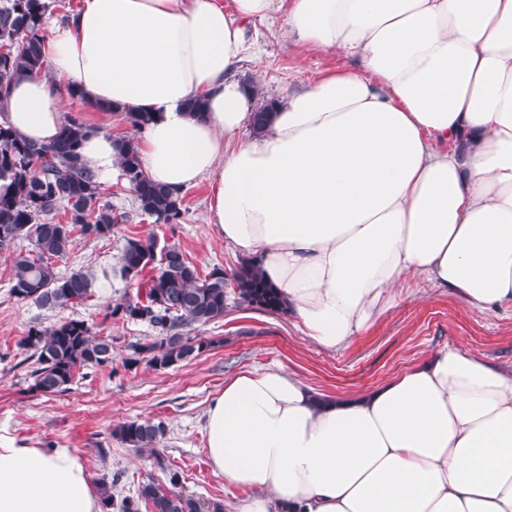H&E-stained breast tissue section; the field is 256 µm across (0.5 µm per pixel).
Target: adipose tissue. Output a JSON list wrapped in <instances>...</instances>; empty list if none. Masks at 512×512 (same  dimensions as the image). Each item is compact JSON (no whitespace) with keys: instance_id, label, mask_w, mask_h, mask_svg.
I'll list each match as a JSON object with an SVG mask.
<instances>
[{"instance_id":"adipose-tissue-1","label":"adipose tissue","mask_w":512,"mask_h":512,"mask_svg":"<svg viewBox=\"0 0 512 512\" xmlns=\"http://www.w3.org/2000/svg\"><path fill=\"white\" fill-rule=\"evenodd\" d=\"M352 65L289 91L261 134L237 79L246 26ZM81 0L0 122L47 144L80 96L152 113L135 147L174 191L209 179L218 238L251 257L307 338L336 349L409 279L489 314L512 305V0ZM206 103L189 111L192 99ZM80 152L99 185L117 138ZM207 456L235 512H512V370L451 346L375 389L325 396L282 367L228 378ZM0 512H102L67 448L0 447Z\"/></svg>"}]
</instances>
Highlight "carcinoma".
Masks as SVG:
<instances>
[{
	"label": "carcinoma",
	"instance_id": "1",
	"mask_svg": "<svg viewBox=\"0 0 512 512\" xmlns=\"http://www.w3.org/2000/svg\"><path fill=\"white\" fill-rule=\"evenodd\" d=\"M49 11L48 0H6L0 6V98L7 96L16 80L45 69L43 43ZM277 102L266 99L253 113V131L262 129ZM89 131L81 119L70 117L55 142L36 145L0 124V181L8 183V190L0 191V251L13 250L22 239L33 245L31 251L14 257L10 294L48 311L84 304L95 296L94 274L57 270L56 262L69 252L73 234L103 238L122 219L112 206L99 203L95 173L80 154ZM118 165L141 214L156 224L180 223L185 213L183 196L146 177L132 140L121 139ZM60 208L69 216L65 224L51 217ZM155 267L157 274L143 277L146 269ZM121 273L125 279L139 281L140 288L136 297L108 307L106 316L152 328L153 338L128 348L134 356L149 355L148 363L156 370L213 347L212 341L191 337L189 332L223 318L230 294L239 303L272 313L288 312L284 296L250 260L242 261L229 275L215 267L203 276L180 248L168 246L159 255L155 239L130 238L121 256ZM19 347L35 359L33 389L43 393L65 391L82 367L112 364V339L97 335L83 319L33 326ZM113 434L138 453L154 454L157 467L165 469L159 452L167 434L163 422L129 421ZM178 485L179 476L173 472L165 484L153 478L142 482L135 497L117 500L105 482L100 490L105 508L115 512H139L141 502L151 506V512H224L223 504L186 495Z\"/></svg>",
	"mask_w": 512,
	"mask_h": 512
}]
</instances>
